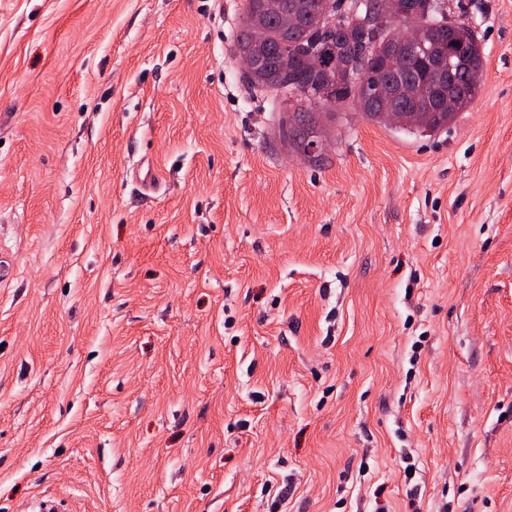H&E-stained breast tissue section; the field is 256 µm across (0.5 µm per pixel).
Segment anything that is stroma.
<instances>
[{"instance_id": "1", "label": "stroma", "mask_w": 512, "mask_h": 512, "mask_svg": "<svg viewBox=\"0 0 512 512\" xmlns=\"http://www.w3.org/2000/svg\"><path fill=\"white\" fill-rule=\"evenodd\" d=\"M445 5L473 103L311 159L246 0H0V512H512V0ZM457 21L458 24L454 31L450 32L451 41L449 46L452 48L454 61L460 70V82L465 85L467 90L464 99L459 104L454 78L451 74H448V94L442 92L438 97V105L441 108H448V111L435 118L422 114L419 120H411L415 125L404 127L400 129L401 131L421 135L437 133L439 129L448 126V123L455 117L457 112L465 110L474 101L480 83L478 85L473 83V76L479 72L482 77L484 56L482 55L479 38L475 30L464 21L458 19ZM456 108V111L450 112Z\"/></svg>"}]
</instances>
